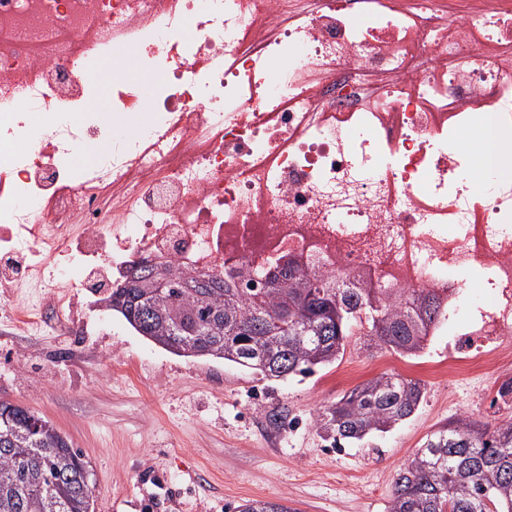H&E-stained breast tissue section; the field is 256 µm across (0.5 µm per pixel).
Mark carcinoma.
Returning <instances> with one entry per match:
<instances>
[{"label": "carcinoma", "mask_w": 512, "mask_h": 512, "mask_svg": "<svg viewBox=\"0 0 512 512\" xmlns=\"http://www.w3.org/2000/svg\"><path fill=\"white\" fill-rule=\"evenodd\" d=\"M156 265L129 267L124 287L108 295L112 310L173 354L209 356L268 380L311 374L344 353L354 329L366 330L405 356H417L447 319L445 297L426 289L355 288L343 275L322 276L288 264L266 274L240 266L186 273L158 295L147 276ZM200 288H183L198 275ZM417 381L372 379L331 403L316 425L334 446L387 432L419 408ZM84 455L34 411L0 402V512H91ZM234 512H296L277 502L246 500ZM387 512H512V417L492 427L458 416L431 433L392 483Z\"/></svg>", "instance_id": "cac0c4a2"}]
</instances>
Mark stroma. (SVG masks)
Instances as JSON below:
<instances>
[{"instance_id": "35a3bbf8", "label": "stroma", "mask_w": 512, "mask_h": 512, "mask_svg": "<svg viewBox=\"0 0 512 512\" xmlns=\"http://www.w3.org/2000/svg\"><path fill=\"white\" fill-rule=\"evenodd\" d=\"M92 288L61 286L45 311L76 327L21 336L0 326V400L50 420L89 463L95 512H230L246 500L296 512H386L393 478L427 435L459 415L497 423L491 374L434 367L490 307L458 289L420 356L349 337L342 357L276 381L212 358L182 357L141 336ZM384 374L420 382L418 410L389 432L335 447L315 427L330 402ZM287 416L286 423L275 413Z\"/></svg>"}]
</instances>
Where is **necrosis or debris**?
Here are the masks:
<instances>
[{
	"mask_svg": "<svg viewBox=\"0 0 512 512\" xmlns=\"http://www.w3.org/2000/svg\"><path fill=\"white\" fill-rule=\"evenodd\" d=\"M128 46L151 79L122 78ZM107 58L108 128L89 110ZM488 112L512 130V0H0V291L55 287L56 255L116 281L141 259L291 262L451 298L471 271L496 303L451 364L492 370L510 410L512 180L475 179L457 139ZM91 137L108 149L79 166Z\"/></svg>",
	"mask_w": 512,
	"mask_h": 512,
	"instance_id": "obj_1",
	"label": "necrosis or debris"
}]
</instances>
